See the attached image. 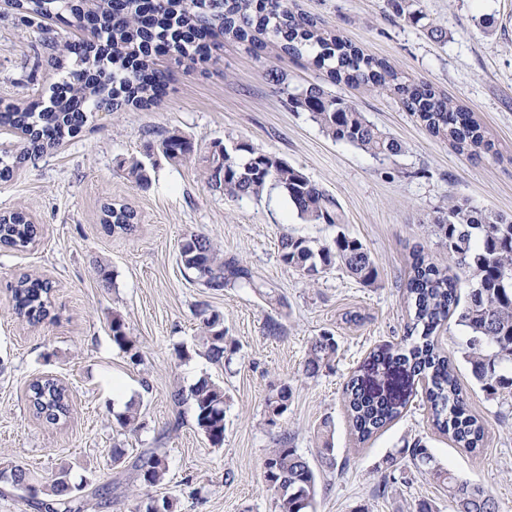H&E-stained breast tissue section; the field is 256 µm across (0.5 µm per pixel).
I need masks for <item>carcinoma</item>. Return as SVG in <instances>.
<instances>
[{"instance_id":"carcinoma-1","label":"carcinoma","mask_w":512,"mask_h":512,"mask_svg":"<svg viewBox=\"0 0 512 512\" xmlns=\"http://www.w3.org/2000/svg\"><path fill=\"white\" fill-rule=\"evenodd\" d=\"M16 8L42 17L69 19L95 24L98 35L112 44V56L91 58L82 44L56 42L51 65L67 75L62 86L53 90L49 104H10L0 113V122L27 134L26 147L16 154L0 157V179H9L32 154L52 149L61 140L76 136L92 113L108 105L118 111L144 109L166 91L165 76L156 68L155 45L182 57L195 59L209 54L220 36L234 40L260 55L273 43L294 59L309 58L334 83L354 89L399 98L405 109L417 117L435 137L448 141L459 154L469 158L499 155L495 143L468 108L425 83H416L396 70L387 60L372 57L345 40L334 30L289 6L288 0H15ZM291 107L306 112L325 136L347 142L376 158H388L402 150L401 143L382 132L355 105L314 83L288 93ZM162 153L173 162L194 156V144L185 135L172 133L160 143ZM208 181L235 200L260 198L269 189L279 188L303 221L310 224L345 223L337 200L318 183L287 161L255 150L240 142L233 151L220 146L202 158ZM128 180L141 186L149 181L148 170L140 161L126 169ZM136 212L127 205L105 208V227L122 232L133 230ZM433 233L448 251L454 272L425 255H415L410 266L406 294L413 310L407 335L373 354V364L383 377L395 372L406 376V388L367 389L359 377L346 383L343 395L351 429L359 442L368 441L406 408L412 387L423 385L432 423L460 448L479 447L485 427L470 414L466 397L458 382L454 359L438 343V333L448 318L457 316L458 325L467 331L463 359L481 390L492 397L512 387V217L492 214L457 200L448 201V211L436 217ZM37 228L22 211L0 216V244L24 250L33 244ZM190 243L180 246V262L185 271L207 288L222 290L236 286L252 288L277 314L268 318L271 334L283 331L286 303L275 288L255 278L252 270L236 256H228L203 233L189 235ZM281 261L309 280L335 265L366 286L378 280L374 260L364 245L339 234L329 245L314 246L313 241L286 233L279 244ZM470 285L465 300H460L461 281ZM14 311L30 324L50 316L51 286L40 278L24 277L12 288ZM112 341L122 350L136 348L128 336L120 314L112 316ZM202 338L211 359H224L232 344L224 330V316L211 313L202 321ZM337 344L324 332L308 349L303 372L314 378L332 368ZM291 384L281 381L271 387L265 407L268 423L288 410ZM197 429L214 446L224 443V389L205 379L190 390ZM30 401L37 417L57 424L68 417L67 388L53 377L30 384ZM322 458L335 466L333 423L324 418L317 428ZM415 466H426L440 482L455 512H498L495 497L485 488L459 478L441 467L421 439L407 443L398 455ZM140 487L152 488L163 482L166 465L154 451L139 459ZM14 486L27 483L39 486L28 504L42 512H82L83 490L87 483L71 481L61 470L47 480L19 465L0 467V478ZM263 478L276 496L278 512H309L317 492V476L309 461L291 445L283 433L277 447L264 461ZM136 512H177L176 501L148 496Z\"/></svg>"}]
</instances>
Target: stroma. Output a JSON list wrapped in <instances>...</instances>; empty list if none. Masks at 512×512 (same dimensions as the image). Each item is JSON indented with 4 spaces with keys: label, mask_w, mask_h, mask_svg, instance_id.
<instances>
[{
    "label": "stroma",
    "mask_w": 512,
    "mask_h": 512,
    "mask_svg": "<svg viewBox=\"0 0 512 512\" xmlns=\"http://www.w3.org/2000/svg\"><path fill=\"white\" fill-rule=\"evenodd\" d=\"M302 12L365 53L383 58L412 80L427 83L474 112L501 157L471 159L432 136L396 97L370 95L343 84L336 96L352 102L402 144L380 160L328 139L307 113L266 78L275 69L289 87L325 83L307 60L269 47L263 57L220 38L205 63L157 57L169 76L165 96L146 109L96 112L75 137L28 160L11 180H0V213L16 208L32 216L40 234L27 249L0 246V464L13 463L48 478L60 469L73 481L88 479L86 512H133L128 488L109 504L97 491L144 452L166 457L155 497L176 499L178 512H278L262 464L281 433L311 464L318 489L311 512H416L420 501L435 512H454L443 486L408 459L387 466V455L422 439L443 468L489 489L499 512H512V388L490 397L462 358L467 332L449 321L442 345L457 365L470 411L485 425L480 449L456 447L432 426L423 396L366 443L351 432L343 388L351 375L372 382L379 374L370 355L403 336L410 313L405 295L413 249L447 265L448 254L429 226L449 199L512 216V0H414L424 19L413 24L388 0H291ZM442 29L435 41L427 26ZM79 26L0 9V100L47 101L63 72L49 64L54 40L80 39ZM178 132L199 154L214 144L245 141L286 160L339 202L342 225L308 224L285 193L233 200L212 187L201 162L176 163L160 150ZM134 160L148 168L139 187L125 170ZM126 204L139 221L131 233L107 232L103 206ZM205 233L225 253L243 258L254 274L277 288L288 305L281 335L265 329L269 308L252 290H212L186 279L180 245ZM324 244L343 233L359 240L379 272L374 286L340 268L310 282L279 256L283 233ZM111 273L103 285L99 267ZM49 280L52 316L30 325L13 310L11 288L23 275ZM224 317L233 345L222 361L207 355L198 312ZM120 313L138 357L112 341V315ZM332 333L336 361L318 377L302 374L310 342ZM51 375L67 387V420L37 418L28 385ZM223 388L224 443L216 447L194 425L190 403L174 404L175 390L199 380ZM288 381V410L269 423L265 399L271 382ZM123 386L140 411L139 428L118 422L126 410L115 397ZM129 402V403H130ZM334 423L335 467H327L315 438L324 418ZM121 464H113V454ZM385 493H378L380 481Z\"/></svg>",
    "instance_id": "stroma-1"
}]
</instances>
